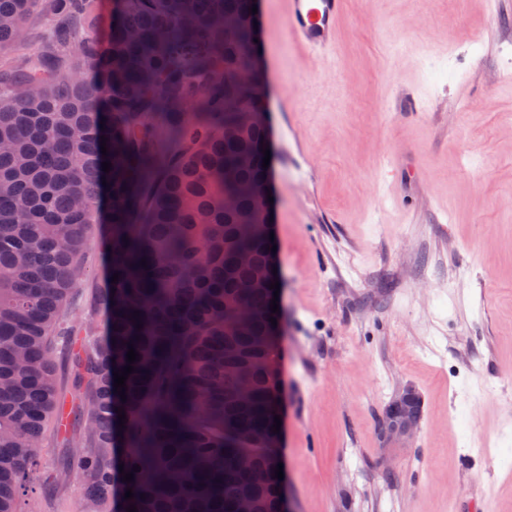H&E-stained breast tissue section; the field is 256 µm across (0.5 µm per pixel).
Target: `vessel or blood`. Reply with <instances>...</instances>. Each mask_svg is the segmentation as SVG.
I'll return each mask as SVG.
<instances>
[{
	"label": "vessel or blood",
	"mask_w": 512,
	"mask_h": 512,
	"mask_svg": "<svg viewBox=\"0 0 512 512\" xmlns=\"http://www.w3.org/2000/svg\"><path fill=\"white\" fill-rule=\"evenodd\" d=\"M288 36L318 55L336 46V26L344 0H287Z\"/></svg>",
	"instance_id": "b4317fda"
}]
</instances>
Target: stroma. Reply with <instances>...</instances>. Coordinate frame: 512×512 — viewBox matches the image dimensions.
Wrapping results in <instances>:
<instances>
[{"label":"stroma","instance_id":"obj_1","mask_svg":"<svg viewBox=\"0 0 512 512\" xmlns=\"http://www.w3.org/2000/svg\"><path fill=\"white\" fill-rule=\"evenodd\" d=\"M262 21L259 86L289 106L271 179L296 512H512V0H348L333 63L290 44L285 0ZM87 250L77 347L104 275ZM406 385L419 432L389 452ZM79 435L49 432L22 512H79L85 477L46 488ZM421 397L411 386H404L387 405L380 426V439L388 449L404 448L416 437L421 422L417 407Z\"/></svg>","mask_w":512,"mask_h":512}]
</instances>
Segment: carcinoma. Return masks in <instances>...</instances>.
I'll use <instances>...</instances> for the list:
<instances>
[{
    "label": "carcinoma",
    "mask_w": 512,
    "mask_h": 512,
    "mask_svg": "<svg viewBox=\"0 0 512 512\" xmlns=\"http://www.w3.org/2000/svg\"><path fill=\"white\" fill-rule=\"evenodd\" d=\"M93 6L0 0V48L24 42L33 10L52 22L34 59L0 63V512H18L48 429L64 426L58 362L93 226L108 269L73 376L81 449L62 467L89 479L83 512H116L129 488L122 507L136 512H237L244 496L276 512V278L244 287L268 253L266 131L252 117L265 101L242 78L253 0H118L104 41L72 26ZM243 306L255 313L245 330ZM129 364L123 400L114 372Z\"/></svg>",
    "instance_id": "carcinoma-1"
}]
</instances>
